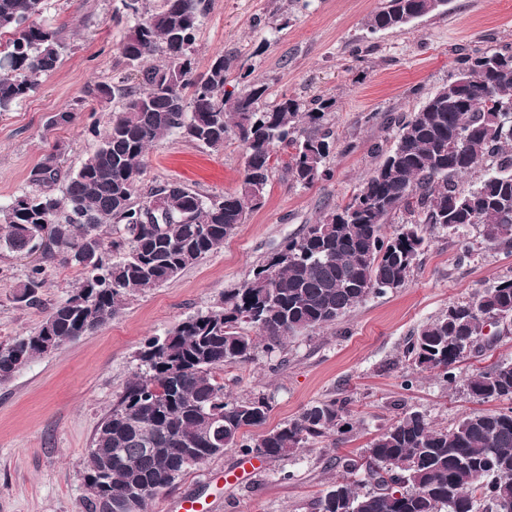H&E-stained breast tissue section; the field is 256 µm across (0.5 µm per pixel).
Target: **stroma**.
Masks as SVG:
<instances>
[{"label": "stroma", "mask_w": 512, "mask_h": 512, "mask_svg": "<svg viewBox=\"0 0 512 512\" xmlns=\"http://www.w3.org/2000/svg\"><path fill=\"white\" fill-rule=\"evenodd\" d=\"M380 3L211 0L194 43L198 73L221 55L232 61L228 86H237L239 71L246 69L267 84L265 105L284 94L333 100L336 145L327 161L333 177L305 187L276 166L262 206L220 249L127 300L103 327L0 381V512H88L84 462L99 423L138 371L146 339L219 309L225 293L285 238L345 204L371 175L380 152L396 143L391 117L416 111L454 81L458 57L512 47V0H452L448 13L421 17L401 32L373 33L367 23ZM41 19L62 29L67 49L35 93L0 112V205L28 188L31 169L51 153H60L66 170L81 167L101 144L88 130L90 121L107 129L120 100L93 116L80 113L70 124H52V117L73 104L87 84H109L133 71L120 52L134 24L123 0H45ZM242 173L243 149L236 139L215 152L174 133L148 151L138 188L144 194L180 180L210 197L238 190ZM463 236L473 248L465 262L457 260L456 235L441 229L426 233L404 287L370 295L337 324L290 338L283 349L258 346L252 361L223 371L230 397H265L267 427L336 398L347 401L353 413L350 433L264 460L233 484L224 474L237 469L243 456L227 449L157 496L147 512H177L185 497L206 501L210 512H315L316 500L343 463L360 458L403 411L420 412L441 427L472 411L462 382L482 358L468 354L456 371L457 384L450 385L404 356L409 338L450 304L471 300L512 276V251L486 248L475 225ZM30 267L29 260L0 248V343L36 331L48 306L81 279L76 267L47 264L44 305L31 308L15 300Z\"/></svg>", "instance_id": "obj_1"}]
</instances>
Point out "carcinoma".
<instances>
[{"instance_id": "carcinoma-1", "label": "carcinoma", "mask_w": 512, "mask_h": 512, "mask_svg": "<svg viewBox=\"0 0 512 512\" xmlns=\"http://www.w3.org/2000/svg\"><path fill=\"white\" fill-rule=\"evenodd\" d=\"M44 0H0V31H14L0 54V112L34 93L59 64L60 32L34 21ZM431 0H383L372 30H403L435 12ZM135 23L120 50L136 68L84 90L89 101L119 98L99 148L76 172L53 155L30 172L35 189L0 206V243L37 256L16 301L41 306L44 264L56 259L82 270L78 286L57 302L37 331L0 343V381L32 359L50 355L84 335L88 318L100 328L127 299L155 288L220 249L224 239L262 204L278 161L303 185L331 178L327 158L336 145L334 102L286 94L262 107L268 87L241 74L238 93L224 90L230 59L216 57L196 75L195 32L206 0H164L144 10L125 0ZM161 54L162 65L147 60ZM512 107V51L487 48L460 59L456 80L430 95L416 112L393 118L399 139L348 202L286 239L241 285L224 294L221 309L198 313L163 336L145 341V370L126 385L99 424L85 465L88 512H145L149 501L228 448L269 459L287 457L311 441L352 428L344 400L307 407L296 419L261 434L270 406L263 397L228 400L216 371L252 360L258 339L269 351L284 340L333 325L370 295L405 285L425 243L423 227L458 233L471 225L490 248L512 246V129L499 109ZM178 132L219 152L233 135L244 150L240 190L204 201L180 181L136 198L149 147ZM493 160L472 187L460 180ZM61 185V195L52 193ZM398 212L407 221L388 235ZM512 326V277L501 279L424 324L408 341L415 367L456 382L457 363L473 350L489 351ZM480 402L453 427H436L405 411L345 463L316 512H512V362L498 360L465 379ZM363 472L370 489L353 476Z\"/></svg>"}]
</instances>
